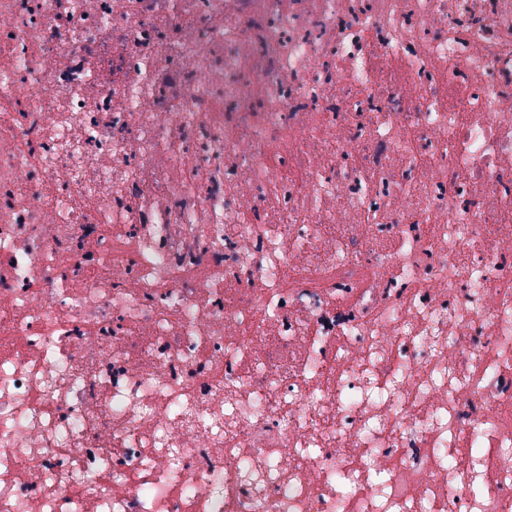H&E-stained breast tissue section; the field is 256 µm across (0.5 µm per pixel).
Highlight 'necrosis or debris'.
Instances as JSON below:
<instances>
[{"instance_id":"obj_1","label":"necrosis or debris","mask_w":512,"mask_h":512,"mask_svg":"<svg viewBox=\"0 0 512 512\" xmlns=\"http://www.w3.org/2000/svg\"><path fill=\"white\" fill-rule=\"evenodd\" d=\"M0 512H512V0H0Z\"/></svg>"}]
</instances>
